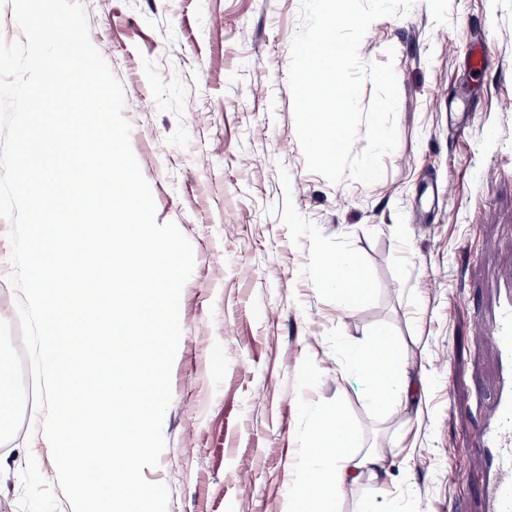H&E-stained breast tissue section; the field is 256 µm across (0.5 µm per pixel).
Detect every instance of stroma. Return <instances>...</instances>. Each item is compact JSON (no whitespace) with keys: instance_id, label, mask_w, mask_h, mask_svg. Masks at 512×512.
I'll return each instance as SVG.
<instances>
[{"instance_id":"stroma-1","label":"stroma","mask_w":512,"mask_h":512,"mask_svg":"<svg viewBox=\"0 0 512 512\" xmlns=\"http://www.w3.org/2000/svg\"><path fill=\"white\" fill-rule=\"evenodd\" d=\"M83 5L156 221L194 252L166 447L143 471L167 512H286L302 446L339 405L387 474L324 512H475L497 378L478 317L512 279V0H413L370 26L362 61L395 52L398 144L369 186L307 168L288 80L301 0ZM339 252L367 283L352 305L319 277ZM381 328L412 378L384 415L347 367ZM34 417L0 445V512H72Z\"/></svg>"}]
</instances>
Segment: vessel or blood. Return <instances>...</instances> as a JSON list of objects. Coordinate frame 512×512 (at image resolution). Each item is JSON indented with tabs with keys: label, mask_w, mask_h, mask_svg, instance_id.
I'll use <instances>...</instances> for the list:
<instances>
[{
	"label": "vessel or blood",
	"mask_w": 512,
	"mask_h": 512,
	"mask_svg": "<svg viewBox=\"0 0 512 512\" xmlns=\"http://www.w3.org/2000/svg\"><path fill=\"white\" fill-rule=\"evenodd\" d=\"M479 326L499 362L498 381L490 396L493 414L482 426L478 442L492 455L491 469L482 482L481 512H512V292L490 316L480 319Z\"/></svg>",
	"instance_id": "b4317fda"
}]
</instances>
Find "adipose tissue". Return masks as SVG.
Returning <instances> with one entry per match:
<instances>
[{"label":"adipose tissue","instance_id":"ef3b65f1","mask_svg":"<svg viewBox=\"0 0 512 512\" xmlns=\"http://www.w3.org/2000/svg\"><path fill=\"white\" fill-rule=\"evenodd\" d=\"M320 277L325 287L335 290L349 303L366 291L365 279L354 258L345 252L323 258ZM349 368L369 382L370 398L381 412L410 387L408 374L398 368L395 344L383 330L368 339L352 357ZM344 421L345 413L340 409L322 416L317 434L304 453L313 477L290 495L289 512H313L318 503L346 483L366 473H381L382 456L374 450L357 453L358 439Z\"/></svg>","mask_w":512,"mask_h":512}]
</instances>
